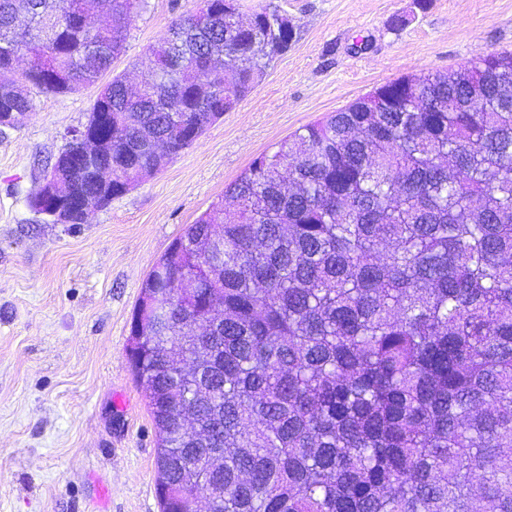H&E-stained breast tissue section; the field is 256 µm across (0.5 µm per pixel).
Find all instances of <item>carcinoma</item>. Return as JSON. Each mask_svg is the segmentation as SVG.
<instances>
[{"instance_id": "cac0c4a2", "label": "carcinoma", "mask_w": 512, "mask_h": 512, "mask_svg": "<svg viewBox=\"0 0 512 512\" xmlns=\"http://www.w3.org/2000/svg\"><path fill=\"white\" fill-rule=\"evenodd\" d=\"M0 0V113L95 83L144 0ZM47 176L108 206L234 111L293 36L202 0ZM38 63L15 69L21 56ZM512 53L390 81L257 157L161 256L128 359L157 433L162 512H512ZM217 305L210 334L192 324Z\"/></svg>"}]
</instances>
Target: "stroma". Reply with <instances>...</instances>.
<instances>
[{"label": "stroma", "mask_w": 512, "mask_h": 512, "mask_svg": "<svg viewBox=\"0 0 512 512\" xmlns=\"http://www.w3.org/2000/svg\"><path fill=\"white\" fill-rule=\"evenodd\" d=\"M272 4L297 38L235 111L84 224L28 199L85 124L200 0H145L127 52L98 83L34 94L0 127V512H160L157 436L127 357L143 280L251 161L301 127L409 73L512 51V0H241Z\"/></svg>", "instance_id": "35a3bbf8"}]
</instances>
